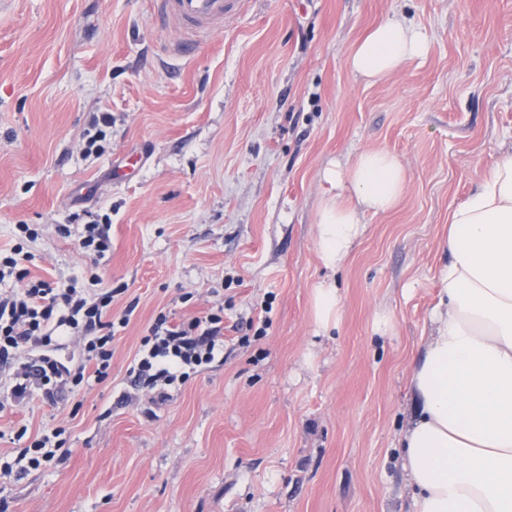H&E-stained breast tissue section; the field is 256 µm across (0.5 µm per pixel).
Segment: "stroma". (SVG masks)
<instances>
[{"instance_id": "1", "label": "stroma", "mask_w": 512, "mask_h": 512, "mask_svg": "<svg viewBox=\"0 0 512 512\" xmlns=\"http://www.w3.org/2000/svg\"><path fill=\"white\" fill-rule=\"evenodd\" d=\"M398 13L427 56L378 83L352 76L355 42ZM186 37L152 0H0V248L30 225L32 276L98 274L112 320H128L104 383L0 393L14 467L0 512H411L410 372L448 211L512 140V0H239L189 57L174 50ZM97 112L112 126L88 156ZM376 148L405 164V193L328 273L322 171ZM93 213L112 218L103 258L79 246ZM329 275L340 313L322 331L312 294ZM217 309L223 362L163 401L131 385L158 314ZM253 325L265 336L240 346ZM23 425L67 443L24 467Z\"/></svg>"}]
</instances>
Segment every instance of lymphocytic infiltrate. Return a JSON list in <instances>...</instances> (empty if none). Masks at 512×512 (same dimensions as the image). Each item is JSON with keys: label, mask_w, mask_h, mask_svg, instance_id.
Instances as JSON below:
<instances>
[{"label": "lymphocytic infiltrate", "mask_w": 512, "mask_h": 512, "mask_svg": "<svg viewBox=\"0 0 512 512\" xmlns=\"http://www.w3.org/2000/svg\"><path fill=\"white\" fill-rule=\"evenodd\" d=\"M31 256L23 246L0 256V282L15 278L19 290L0 294V363L14 358L20 344L42 348L33 364L23 365L7 388L8 396L25 398L32 386L44 397L54 395L59 379L75 388L103 383L110 375L114 324L105 314L112 302L111 291L90 295L77 279L63 284L34 280L27 267ZM82 340L84 363L69 371L55 355L61 338ZM224 357V317L212 312L189 323L174 322L167 315L156 318L150 336L142 341L131 372L135 380L154 391L159 399L183 385L191 371Z\"/></svg>", "instance_id": "lymphocytic-infiltrate-1"}]
</instances>
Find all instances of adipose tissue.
I'll use <instances>...</instances> for the list:
<instances>
[{
    "label": "adipose tissue",
    "mask_w": 512,
    "mask_h": 512,
    "mask_svg": "<svg viewBox=\"0 0 512 512\" xmlns=\"http://www.w3.org/2000/svg\"><path fill=\"white\" fill-rule=\"evenodd\" d=\"M429 48L422 29L390 16L345 63L377 83ZM323 178L335 193L317 211L319 258L335 269L363 236L365 215L399 204L407 170L379 148L330 163ZM441 247L440 300L411 371L417 415L399 439L413 512H512V143L449 212Z\"/></svg>",
    "instance_id": "adipose-tissue-1"
}]
</instances>
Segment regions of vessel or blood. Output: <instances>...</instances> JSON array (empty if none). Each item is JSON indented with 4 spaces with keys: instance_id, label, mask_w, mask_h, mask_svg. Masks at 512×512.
<instances>
[{
    "instance_id": "obj_1",
    "label": "vessel or blood",
    "mask_w": 512,
    "mask_h": 512,
    "mask_svg": "<svg viewBox=\"0 0 512 512\" xmlns=\"http://www.w3.org/2000/svg\"><path fill=\"white\" fill-rule=\"evenodd\" d=\"M237 0H154L159 20L173 21L185 31L210 32L224 25Z\"/></svg>"
}]
</instances>
